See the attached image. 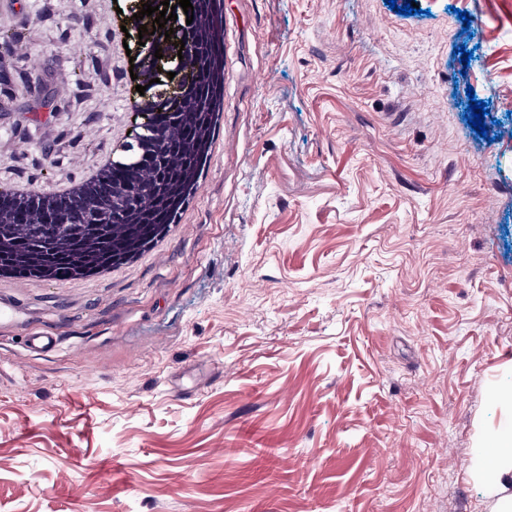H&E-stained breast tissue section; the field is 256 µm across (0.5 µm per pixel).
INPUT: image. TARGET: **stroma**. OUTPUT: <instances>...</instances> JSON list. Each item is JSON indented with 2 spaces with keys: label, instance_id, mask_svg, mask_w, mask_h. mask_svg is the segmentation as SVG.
Instances as JSON below:
<instances>
[{
  "label": "stroma",
  "instance_id": "35a3bbf8",
  "mask_svg": "<svg viewBox=\"0 0 512 512\" xmlns=\"http://www.w3.org/2000/svg\"><path fill=\"white\" fill-rule=\"evenodd\" d=\"M408 1L223 0V121L179 224L100 275L0 277L61 333L37 356L0 326V512L512 497L473 459L512 425V0ZM125 3L0 9V186L63 190L130 139Z\"/></svg>",
  "mask_w": 512,
  "mask_h": 512
}]
</instances>
